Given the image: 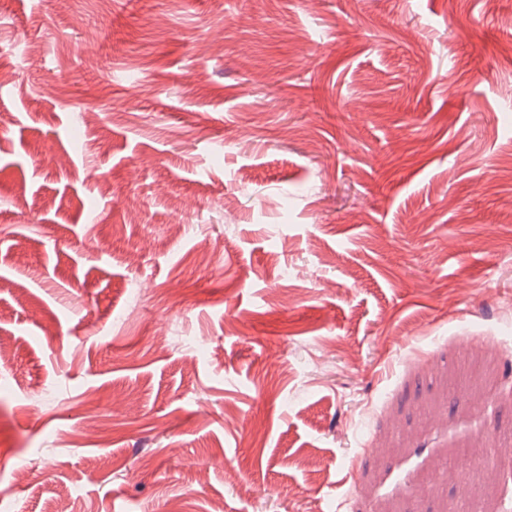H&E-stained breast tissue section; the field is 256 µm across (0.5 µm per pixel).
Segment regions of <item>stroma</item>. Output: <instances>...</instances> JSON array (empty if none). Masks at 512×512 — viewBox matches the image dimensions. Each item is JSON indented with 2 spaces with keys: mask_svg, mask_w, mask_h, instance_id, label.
<instances>
[{
  "mask_svg": "<svg viewBox=\"0 0 512 512\" xmlns=\"http://www.w3.org/2000/svg\"><path fill=\"white\" fill-rule=\"evenodd\" d=\"M0 60V512H512V0H0Z\"/></svg>",
  "mask_w": 512,
  "mask_h": 512,
  "instance_id": "obj_1",
  "label": "stroma"
}]
</instances>
